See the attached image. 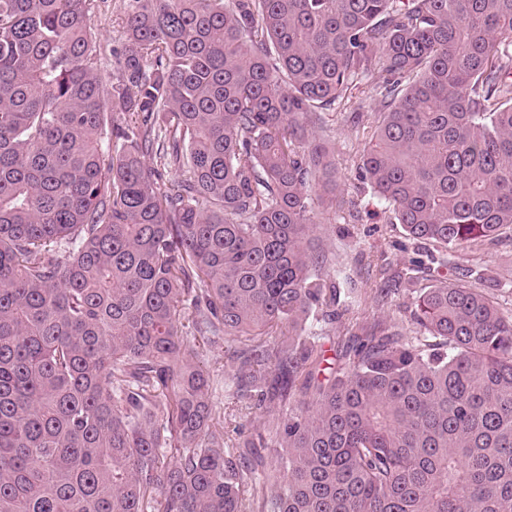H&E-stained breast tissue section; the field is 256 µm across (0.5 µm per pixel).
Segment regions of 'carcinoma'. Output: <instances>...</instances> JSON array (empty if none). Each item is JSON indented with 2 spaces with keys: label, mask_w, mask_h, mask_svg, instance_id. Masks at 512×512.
<instances>
[{
  "label": "carcinoma",
  "mask_w": 512,
  "mask_h": 512,
  "mask_svg": "<svg viewBox=\"0 0 512 512\" xmlns=\"http://www.w3.org/2000/svg\"><path fill=\"white\" fill-rule=\"evenodd\" d=\"M94 7L0 0V512H512L491 293L438 277L323 366L307 129L361 75L389 99L359 177L432 245L410 272L512 231V0H126L110 83ZM221 340L267 414L237 459ZM226 347H224V341L217 343L205 360V367L210 371L213 377V401L218 411L224 412L226 415L235 409L234 399L230 398L227 393H224V374L230 373L233 369L231 362L228 360Z\"/></svg>",
  "instance_id": "carcinoma-1"
}]
</instances>
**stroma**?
Returning <instances> with one entry per match:
<instances>
[{
  "mask_svg": "<svg viewBox=\"0 0 512 512\" xmlns=\"http://www.w3.org/2000/svg\"><path fill=\"white\" fill-rule=\"evenodd\" d=\"M96 2L93 22L101 44V75L110 81L120 71L112 51L125 40L124 0ZM383 105L384 99L370 79H361L337 102L335 110L324 113V125L316 132L317 138L330 148L336 196L313 204L315 246L329 258L325 272H341L350 281L355 296L349 313L325 328L322 346L329 359L340 357L347 337L356 332L359 324H371L389 314L408 317L414 297V284L400 281L398 275L408 266L417 247L406 238L400 225L389 223L381 203L358 176L357 166L368 136L362 126L353 124L352 115L362 113L364 124H368ZM469 268L481 271L486 288H494L498 281H512V233L492 244L457 248L446 274L457 279ZM388 285L392 286V293L379 298L377 288Z\"/></svg>",
  "mask_w": 512,
  "mask_h": 512,
  "instance_id": "35a3bbf8",
  "label": "stroma"
}]
</instances>
